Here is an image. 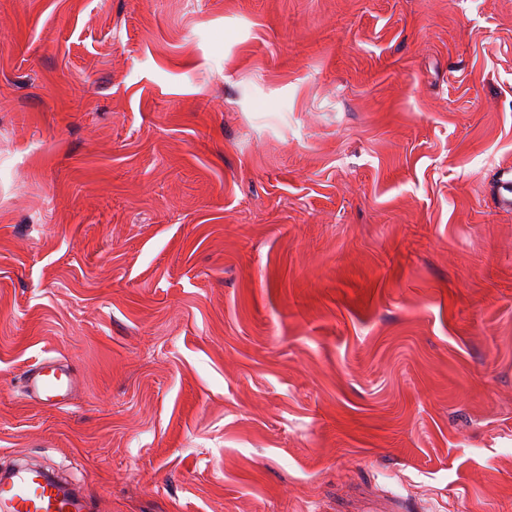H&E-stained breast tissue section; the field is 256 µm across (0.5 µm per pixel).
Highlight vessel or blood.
<instances>
[{"mask_svg":"<svg viewBox=\"0 0 512 512\" xmlns=\"http://www.w3.org/2000/svg\"><path fill=\"white\" fill-rule=\"evenodd\" d=\"M23 384L27 393L50 407L67 404L78 380L70 364L46 360L30 368ZM80 500L47 475L20 469L0 478V512H89Z\"/></svg>","mask_w":512,"mask_h":512,"instance_id":"obj_1","label":"vessel or blood"}]
</instances>
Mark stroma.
<instances>
[{"label":"stroma","mask_w":512,"mask_h":512,"mask_svg":"<svg viewBox=\"0 0 512 512\" xmlns=\"http://www.w3.org/2000/svg\"><path fill=\"white\" fill-rule=\"evenodd\" d=\"M506 168L512 0H0V470L512 512ZM23 384L27 393L40 403L61 407L67 404L78 380L70 364L45 360L25 373Z\"/></svg>","instance_id":"stroma-1"}]
</instances>
